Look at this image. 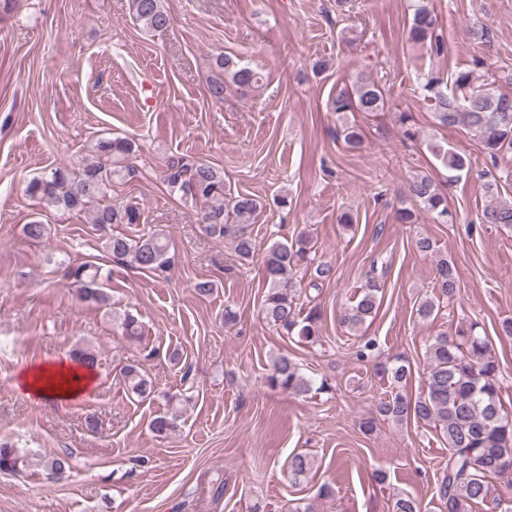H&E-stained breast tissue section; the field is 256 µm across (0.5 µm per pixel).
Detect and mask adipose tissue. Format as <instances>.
Listing matches in <instances>:
<instances>
[{
  "label": "adipose tissue",
  "instance_id": "1",
  "mask_svg": "<svg viewBox=\"0 0 512 512\" xmlns=\"http://www.w3.org/2000/svg\"><path fill=\"white\" fill-rule=\"evenodd\" d=\"M92 371L77 364L59 362L33 366L22 375V386L28 395L63 403L87 393L94 384Z\"/></svg>",
  "mask_w": 512,
  "mask_h": 512
}]
</instances>
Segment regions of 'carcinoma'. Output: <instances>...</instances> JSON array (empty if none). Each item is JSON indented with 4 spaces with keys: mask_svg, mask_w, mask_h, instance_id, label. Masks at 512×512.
<instances>
[{
    "mask_svg": "<svg viewBox=\"0 0 512 512\" xmlns=\"http://www.w3.org/2000/svg\"><path fill=\"white\" fill-rule=\"evenodd\" d=\"M135 18L149 31H162L170 22L164 0H133ZM409 40L425 46L435 54L444 51L445 43L438 33V20L426 0H416L408 32ZM216 66L223 77L208 85L209 96L217 101L224 98V86L230 82L247 91L261 86L259 72L243 66L233 57L220 55ZM423 100L427 101L435 120L442 126L461 124L477 137L491 162L499 155L512 153V97L495 92L482 84H475L474 70H461L453 82L439 72L427 76L421 85ZM387 105L384 89L368 78L358 79L350 88L340 91L331 102V111L341 121L338 134L351 149L361 144V136L348 124L350 112H382ZM432 152L448 169V183H453L469 170L470 160L465 152L435 143ZM98 160L83 167L79 173L56 168L50 174L29 181L26 192L50 201L65 211H87L91 223L102 232L104 251L112 262L146 272L165 271L169 266V244L159 232L137 236L111 232L114 224L141 223L140 203L134 200L112 201V184L131 180L138 175L134 165V143L127 138L103 140L98 145ZM162 180L172 191L204 204L199 223L206 225L209 234L229 240L238 257L252 259L255 242L248 226L261 211L263 202L256 196L233 193L224 183V171L206 161L190 156H172L164 165ZM485 192L491 197L483 209V224L512 228V201H500L499 181L485 183ZM407 194L412 201L433 216L440 224L453 222L448 200L436 182L428 175H417L407 182ZM22 234L32 241L48 235V225L37 219L22 226ZM267 291L262 301V313L267 322L296 336L306 343H314L320 336L322 312L316 305L306 312L297 307L292 270L301 266L314 267V282L327 281L335 274L328 262H315V250L309 237L299 234L291 243H276L265 261ZM67 276L79 288V296L98 306L110 304V296L103 288L112 278V270L91 262L73 264ZM435 292L423 300L417 309L422 319L430 318L439 308L438 300L452 299L457 288L456 269L452 261L441 257L436 263L433 284ZM380 282L376 268L366 273L361 297L346 308L341 323L350 330L360 328L376 315L380 305ZM124 334L131 340H141L143 329L130 315L120 322ZM476 325L456 329V338L435 337L425 351L426 392L412 399L394 389L376 403L372 416L362 427L373 430L378 418L399 422L410 416L438 429L448 447V462L440 477L439 492L448 512H468L471 504L484 501L489 494L488 479L512 470V414L505 411L501 398L499 364L491 354L486 339L475 333ZM380 373L400 384L410 375V366L398 361L379 367ZM127 392L145 401L154 393V384L136 367L128 365L122 372ZM266 382L272 389L303 395L312 389V381L305 378L288 354L278 355L271 364ZM177 417L166 413L156 415L150 422L153 433L166 437L176 430ZM29 453L15 444L0 442V472L18 474L29 466ZM45 470L62 474L70 469L67 455L42 458ZM310 471L307 456L296 454L289 463L292 479L306 477Z\"/></svg>",
    "mask_w": 512,
    "mask_h": 512,
    "instance_id": "1",
    "label": "carcinoma"
}]
</instances>
